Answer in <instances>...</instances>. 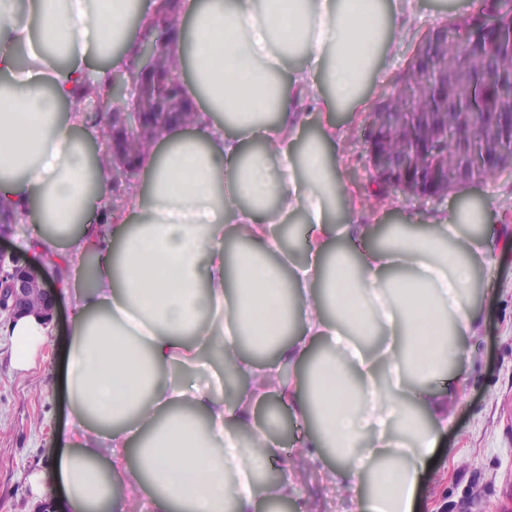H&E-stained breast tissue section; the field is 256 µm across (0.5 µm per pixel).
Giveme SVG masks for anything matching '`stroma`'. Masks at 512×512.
I'll list each match as a JSON object with an SVG mask.
<instances>
[{
  "label": "stroma",
  "instance_id": "stroma-1",
  "mask_svg": "<svg viewBox=\"0 0 512 512\" xmlns=\"http://www.w3.org/2000/svg\"><path fill=\"white\" fill-rule=\"evenodd\" d=\"M426 19L394 44L383 71L368 91V101L337 118L347 156L345 179L358 204L363 223L384 219L383 201L373 197L364 134L377 103L404 71ZM473 307L480 329L471 361L449 373L459 398L448 409L450 422L429 457L415 512H497L512 500V250L499 253L493 269H478ZM70 314L59 306L46 349L47 358L28 373L10 365L9 342L0 335V512H27L29 471H50L59 432L69 428L70 406L64 391L63 364L69 344ZM279 422L289 425L287 437L268 470L276 473L306 458L300 444L301 426L291 422L287 408L273 405ZM347 489L325 487L322 479L297 485L290 512H342Z\"/></svg>",
  "mask_w": 512,
  "mask_h": 512
}]
</instances>
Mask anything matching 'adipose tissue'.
Masks as SVG:
<instances>
[{
	"mask_svg": "<svg viewBox=\"0 0 512 512\" xmlns=\"http://www.w3.org/2000/svg\"><path fill=\"white\" fill-rule=\"evenodd\" d=\"M418 0H188L169 46L195 104L138 161L122 214L97 168L81 77L126 70L152 0H0V202L31 222L48 261L88 284L59 295L71 320L65 389L77 429L52 471L31 472V512H261L296 491L263 474L279 443L267 395L308 424L309 464L349 492L344 512H413L448 427L433 383L469 360L476 267H492L490 203L352 220L334 112L364 89ZM320 131L305 135L308 112ZM306 227L304 252L273 229ZM51 325L8 321L14 369L36 367ZM296 367L284 381L282 365ZM210 367L217 387L189 394ZM54 496H47V486Z\"/></svg>",
	"mask_w": 512,
	"mask_h": 512,
	"instance_id": "obj_1",
	"label": "adipose tissue"
}]
</instances>
